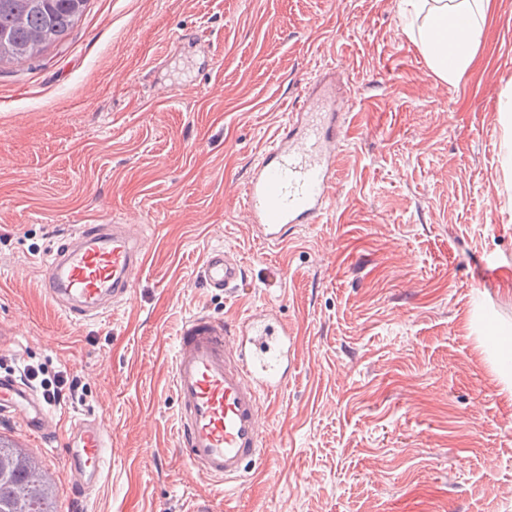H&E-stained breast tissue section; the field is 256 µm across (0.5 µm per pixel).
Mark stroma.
I'll use <instances>...</instances> for the list:
<instances>
[{
  "instance_id": "35a3bbf8",
  "label": "stroma",
  "mask_w": 512,
  "mask_h": 512,
  "mask_svg": "<svg viewBox=\"0 0 512 512\" xmlns=\"http://www.w3.org/2000/svg\"><path fill=\"white\" fill-rule=\"evenodd\" d=\"M336 72L346 136L317 224L275 248L242 190L307 84ZM512 0H493L448 85L397 0H88L69 38L0 67V362L50 363L85 389L56 422L112 427L104 478L0 421L52 476L59 512H512ZM122 224L148 263L131 300L77 324L44 263L79 225ZM222 247L230 296L198 271ZM272 307L298 338L265 403L270 456L239 487L173 444L176 336L203 312ZM244 272L243 262L223 248L210 250L200 270L204 286L214 292H224V295L243 281Z\"/></svg>"
}]
</instances>
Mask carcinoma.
<instances>
[{
	"label": "carcinoma",
	"mask_w": 512,
	"mask_h": 512,
	"mask_svg": "<svg viewBox=\"0 0 512 512\" xmlns=\"http://www.w3.org/2000/svg\"><path fill=\"white\" fill-rule=\"evenodd\" d=\"M88 0H0V65L23 64L62 41ZM0 512H57L54 485L25 448L0 444Z\"/></svg>",
	"instance_id": "carcinoma-1"
}]
</instances>
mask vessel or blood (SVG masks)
<instances>
[{
	"label": "vessel or blood",
	"instance_id": "1",
	"mask_svg": "<svg viewBox=\"0 0 512 512\" xmlns=\"http://www.w3.org/2000/svg\"><path fill=\"white\" fill-rule=\"evenodd\" d=\"M345 137L342 113L322 109L320 98L295 107L253 167L244 206L257 237L275 247L291 224L319 223L336 185V149ZM147 262L139 239L120 224L81 225L46 264L52 301L83 322L96 318L134 292ZM203 284L231 292L244 278L242 261L221 248L210 250L200 270ZM296 338L273 310L248 313L234 326L199 313L187 320L172 359L177 405L176 449L190 472L217 482H238L268 454L263 401L288 386ZM0 416L46 443L64 439V460L82 492L103 478L112 433L92 414L54 425L37 391L23 379L0 375Z\"/></svg>",
	"mask_w": 512,
	"mask_h": 512
}]
</instances>
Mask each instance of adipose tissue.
Here are the masks:
<instances>
[{"instance_id":"adipose-tissue-1","label":"adipose tissue","mask_w":512,"mask_h":512,"mask_svg":"<svg viewBox=\"0 0 512 512\" xmlns=\"http://www.w3.org/2000/svg\"><path fill=\"white\" fill-rule=\"evenodd\" d=\"M492 0H398L403 32L441 82L455 84L474 62Z\"/></svg>"}]
</instances>
